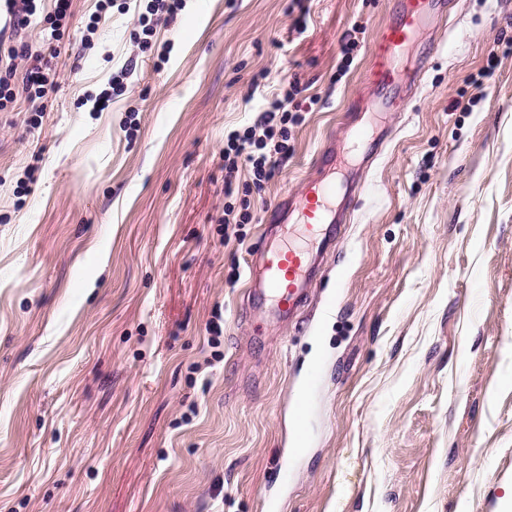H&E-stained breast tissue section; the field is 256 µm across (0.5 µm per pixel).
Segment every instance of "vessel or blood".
<instances>
[{"mask_svg":"<svg viewBox=\"0 0 512 512\" xmlns=\"http://www.w3.org/2000/svg\"><path fill=\"white\" fill-rule=\"evenodd\" d=\"M446 0H401L396 20L380 29L375 37L369 77L372 84L388 91L415 88L421 81V67L411 65L410 49L424 29L439 16ZM370 124L352 127L354 149L366 161H374L382 151L373 142ZM358 198L357 187L348 171L337 165L333 151H322L315 172L307 178L299 194L278 202L270 214L276 224L297 226L300 238L284 241L273 238L248 266L250 298L276 322H295L307 304L322 252L316 244H329L327 229H342Z\"/></svg>","mask_w":512,"mask_h":512,"instance_id":"vessel-or-blood-1","label":"vessel or blood"}]
</instances>
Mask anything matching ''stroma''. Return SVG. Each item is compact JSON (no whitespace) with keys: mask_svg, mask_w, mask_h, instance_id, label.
Wrapping results in <instances>:
<instances>
[{"mask_svg":"<svg viewBox=\"0 0 512 512\" xmlns=\"http://www.w3.org/2000/svg\"><path fill=\"white\" fill-rule=\"evenodd\" d=\"M101 4L61 20L57 90L0 109V512H512V0H450L420 36L298 326L252 306L247 262L369 111L397 0H186L148 50L143 0ZM292 82L319 103L254 188L224 135Z\"/></svg>","mask_w":512,"mask_h":512,"instance_id":"35a3bbf8","label":"stroma"}]
</instances>
